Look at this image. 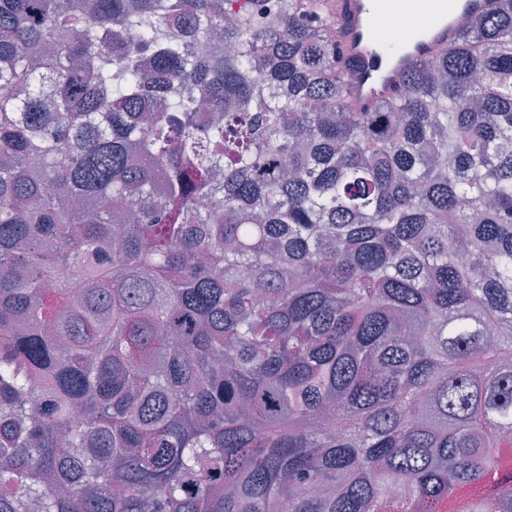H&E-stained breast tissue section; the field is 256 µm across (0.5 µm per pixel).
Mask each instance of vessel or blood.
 Returning a JSON list of instances; mask_svg holds the SVG:
<instances>
[{
    "label": "vessel or blood",
    "mask_w": 512,
    "mask_h": 512,
    "mask_svg": "<svg viewBox=\"0 0 512 512\" xmlns=\"http://www.w3.org/2000/svg\"><path fill=\"white\" fill-rule=\"evenodd\" d=\"M393 4L394 0H339L345 29L342 48L345 56L360 63L353 96L363 107L386 98L416 60L431 57L465 28L472 15L494 10L497 0H442L438 13L425 15L423 35L411 38L401 53L388 56L373 33V18L391 13Z\"/></svg>",
    "instance_id": "1"
}]
</instances>
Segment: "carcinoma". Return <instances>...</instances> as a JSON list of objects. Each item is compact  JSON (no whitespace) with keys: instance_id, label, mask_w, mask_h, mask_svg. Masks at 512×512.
I'll list each match as a JSON object with an SVG mask.
<instances>
[{"instance_id":"obj_1","label":"carcinoma","mask_w":512,"mask_h":512,"mask_svg":"<svg viewBox=\"0 0 512 512\" xmlns=\"http://www.w3.org/2000/svg\"><path fill=\"white\" fill-rule=\"evenodd\" d=\"M343 36L0 0V512H512V0ZM345 29L342 48L345 56L358 60L360 67L353 76V96L362 107L386 98L401 82L403 73L418 59L431 57L436 49L448 44L466 26L472 15L487 13L497 0H438L437 14L413 17L424 34L412 37L404 50L393 56L381 51L382 40L373 34V17L392 13L393 0H337Z\"/></svg>"}]
</instances>
